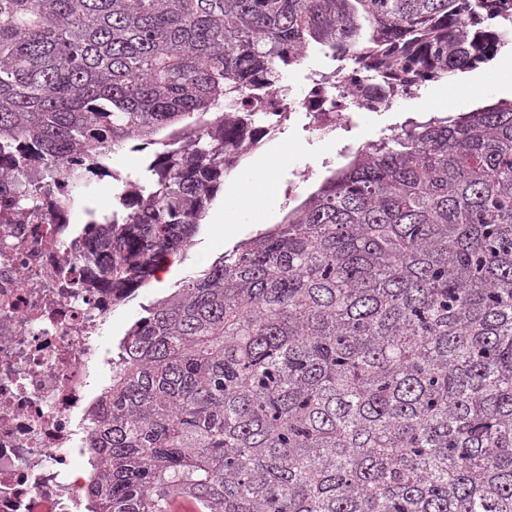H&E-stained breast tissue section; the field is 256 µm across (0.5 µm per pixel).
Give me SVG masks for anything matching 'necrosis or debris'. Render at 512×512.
I'll use <instances>...</instances> for the list:
<instances>
[{
	"label": "necrosis or debris",
	"mask_w": 512,
	"mask_h": 512,
	"mask_svg": "<svg viewBox=\"0 0 512 512\" xmlns=\"http://www.w3.org/2000/svg\"><path fill=\"white\" fill-rule=\"evenodd\" d=\"M380 92L357 67L331 80L311 73L302 93H266L265 138L275 139L286 112L328 136ZM85 250L46 206L0 224V512H79L88 499L84 458L112 371L114 308L111 289L81 285L103 273L110 250L97 245L92 263Z\"/></svg>",
	"instance_id": "4bbe7bcc"
}]
</instances>
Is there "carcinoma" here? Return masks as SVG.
I'll list each match as a JSON object with an SVG mask.
<instances>
[{
  "instance_id": "carcinoma-1",
  "label": "carcinoma",
  "mask_w": 512,
  "mask_h": 512,
  "mask_svg": "<svg viewBox=\"0 0 512 512\" xmlns=\"http://www.w3.org/2000/svg\"><path fill=\"white\" fill-rule=\"evenodd\" d=\"M512 0H0V193L89 216L113 304L258 147L248 89L318 49L413 84L492 63ZM156 145L153 190H85ZM94 413L93 512H512V100L422 114L148 305ZM133 144H128L112 153L110 167L119 172L122 176L126 174L135 175L142 171L146 153L158 148L151 146L145 151L132 150ZM119 192V183L111 176L96 177L88 189L90 205L98 212L110 213L118 206L116 194Z\"/></svg>"
}]
</instances>
